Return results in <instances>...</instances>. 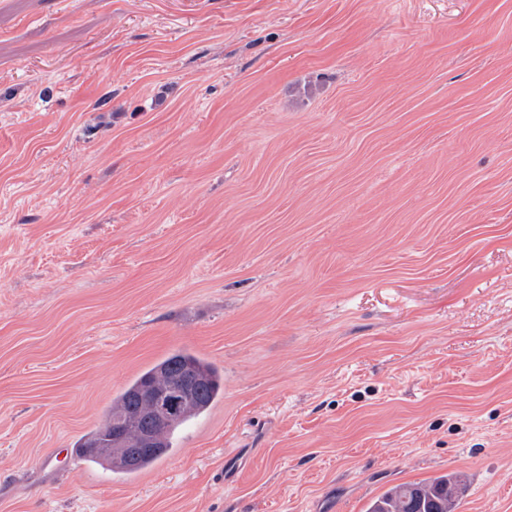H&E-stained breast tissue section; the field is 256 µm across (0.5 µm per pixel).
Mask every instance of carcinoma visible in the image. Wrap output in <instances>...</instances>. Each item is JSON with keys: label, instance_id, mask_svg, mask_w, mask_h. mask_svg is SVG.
I'll return each instance as SVG.
<instances>
[{"label": "carcinoma", "instance_id": "1", "mask_svg": "<svg viewBox=\"0 0 512 512\" xmlns=\"http://www.w3.org/2000/svg\"><path fill=\"white\" fill-rule=\"evenodd\" d=\"M180 381L192 383L193 392L178 398L166 419L158 421L149 415V398L169 395ZM223 397L222 368L186 348L174 349L125 385L112 399L105 422L76 442V454L114 473L139 474L172 453L174 436ZM131 419L150 431L149 445H143L126 425ZM464 483L461 475L447 473L424 482L394 485L373 499L367 512H457Z\"/></svg>", "mask_w": 512, "mask_h": 512}]
</instances>
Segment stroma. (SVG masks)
<instances>
[{
    "instance_id": "stroma-1",
    "label": "stroma",
    "mask_w": 512,
    "mask_h": 512,
    "mask_svg": "<svg viewBox=\"0 0 512 512\" xmlns=\"http://www.w3.org/2000/svg\"><path fill=\"white\" fill-rule=\"evenodd\" d=\"M224 398L73 452L172 349ZM512 512V0H0V512ZM180 381L194 385L189 396L179 397L171 411L172 400L150 397L167 396ZM224 397V371L213 361L186 348L170 351L142 369L112 399L105 422L81 437L75 444L76 454L88 462L106 465L112 473L136 475L150 469L174 451V436L193 419L206 415ZM138 419L151 433L145 446L133 429L126 425ZM104 467V466H103ZM465 479L456 473L398 484L373 499L366 512H457Z\"/></svg>"
}]
</instances>
